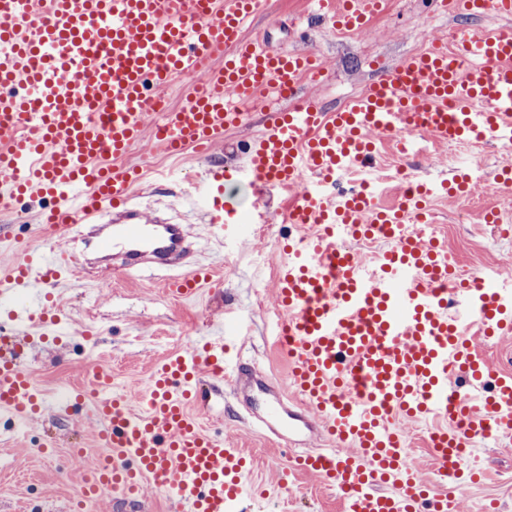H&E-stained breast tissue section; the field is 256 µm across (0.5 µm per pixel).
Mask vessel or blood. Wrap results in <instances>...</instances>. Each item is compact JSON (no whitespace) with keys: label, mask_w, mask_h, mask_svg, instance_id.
Wrapping results in <instances>:
<instances>
[{"label":"vessel or blood","mask_w":512,"mask_h":512,"mask_svg":"<svg viewBox=\"0 0 512 512\" xmlns=\"http://www.w3.org/2000/svg\"><path fill=\"white\" fill-rule=\"evenodd\" d=\"M0 0V211L51 198L39 237L13 240L0 263V411L19 422L49 407L71 411L82 395L52 401L38 391L29 358L39 329H58L53 289L83 271L68 235L83 226L108 271L175 268L170 295L194 299L216 287L208 266H190L187 225L146 215L133 203L139 180L119 162L143 137L177 155L210 153L245 122L241 107L261 92L292 100L273 110L241 166L204 172V217L219 237H236V187L251 191L260 222L268 192L300 188L286 220L276 278L275 344L288 365L277 380L230 362L223 337L172 354L155 370L144 410L124 395L92 407L97 437L111 449L86 469L78 501L105 491L136 501L145 482L166 491L178 512H246L247 460L204 431L186 402L203 400L199 371L226 380L238 403L278 446L289 448L290 478L302 471L339 486L346 512H448L406 461L402 423L444 419L431 430L437 471L457 481L470 444L512 431V374L476 358L469 334L512 335V282L489 287L481 272L456 279L445 242L415 231L422 201L471 191L464 176L410 183L396 207L368 188L340 185L338 172L375 161V134H424L437 146L477 140L512 148V31L458 28L371 81L344 109L325 113L302 88L325 74L313 49L274 50L245 39L262 0ZM384 0H323L331 29L363 31ZM461 13L512 16V0H456ZM183 76L201 90L168 111L162 89ZM391 240L371 266L345 249L370 233ZM392 484L394 492L383 489Z\"/></svg>","instance_id":"b4317fda"}]
</instances>
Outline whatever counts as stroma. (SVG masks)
<instances>
[{
    "instance_id": "stroma-1",
    "label": "stroma",
    "mask_w": 512,
    "mask_h": 512,
    "mask_svg": "<svg viewBox=\"0 0 512 512\" xmlns=\"http://www.w3.org/2000/svg\"><path fill=\"white\" fill-rule=\"evenodd\" d=\"M318 0H264L261 10L245 26L246 37H266L283 49L298 47L297 32L307 31L310 43L323 56L328 75L323 84L310 87L309 96L326 110H335L339 100L365 85L377 71L396 66L412 54L416 44L447 34L449 26L466 24L465 15L438 8L435 0H385L367 38L339 37L320 23ZM268 113L250 112L246 124L227 134L214 154L226 165L252 138L261 134ZM382 159L398 160L418 177L434 171L454 176L463 169L492 173L501 163L512 162V152L486 146L457 158L441 148L424 155L417 137H377ZM135 163L143 175L136 201L163 208L173 194L192 191L205 160L194 150L163 157L151 140L135 149ZM272 221L267 231L242 234L240 241L216 242L200 209L186 206L176 212L179 221L192 227L196 252L203 263L213 265L221 287L203 289L195 300L166 295L165 272H113L105 282L80 278L62 288L63 309L74 329L68 345L43 343L33 352L31 373L36 387L52 397L63 390L89 385L91 360L111 363L114 385L125 387L134 407H141L150 384L152 366L168 354L185 350L193 342L213 336V322H220L225 343L244 362L284 378L287 365L268 337L276 303L275 264L272 254L282 238L289 200L270 197ZM498 209L512 220V197L495 192L492 184L474 186L466 201L434 198L431 235L446 239L448 249L464 270L493 267L512 278V235L503 236L485 224L486 209ZM209 405L191 406L204 430H219L230 448L242 449L252 464L251 481L266 493L252 501L251 512H344V494L324 484L317 475L299 474L288 486L278 476L288 457L273 447L239 408L227 383L207 387ZM100 427L90 410L74 415L52 416L44 423L23 425L14 433L0 419V512H20L30 500H38L42 512H65L74 500L84 470L102 455L96 433ZM428 423H409V461L422 475L430 494L453 496L452 512H512V444L476 441L470 446V466L489 471L488 479L467 481L449 488L436 475L433 451L424 441Z\"/></svg>"
}]
</instances>
